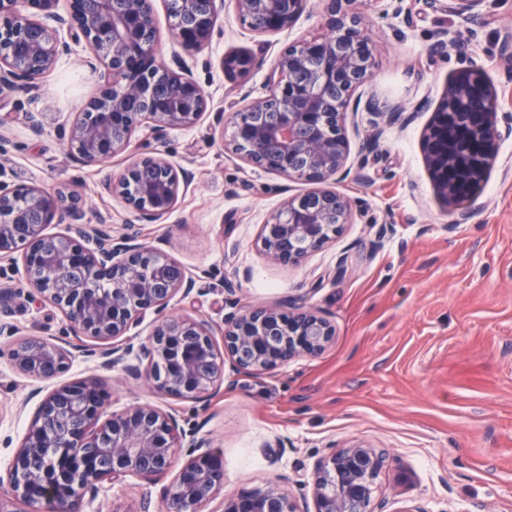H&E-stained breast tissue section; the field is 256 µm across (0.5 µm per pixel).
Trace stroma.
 <instances>
[{"label":"stroma","mask_w":512,"mask_h":512,"mask_svg":"<svg viewBox=\"0 0 512 512\" xmlns=\"http://www.w3.org/2000/svg\"><path fill=\"white\" fill-rule=\"evenodd\" d=\"M209 44L183 54L210 97V111L191 128L136 131L126 153L99 165L72 157L59 135L97 89L74 43L39 91L0 99V179L63 188L83 205L91 226L138 232L166 259L197 279L188 297L138 315L129 335L147 342L160 320L188 316L221 333L225 315L256 304H303L325 317L335 336L315 357H298L257 374L224 365V384L208 401L169 396L127 366H103L99 342L70 332L63 314L26 288L0 303V472H6L42 398L54 387L88 378L109 392V411L150 404L177 414L180 428L199 432L224 455V488L202 512H224L226 499L276 480L300 512H315L319 461L331 449L362 441L383 450L377 480L386 512H512V136L497 146L487 176L460 204L439 196L425 160L424 129L449 75L483 70L502 112L512 114V80L501 54L512 30V0H486L481 20L464 28L426 0H364L363 27L377 48L362 99L411 113L409 122L378 123L351 114L349 177L338 189L353 217L322 248L296 263L264 254L263 224L284 198L307 183L259 169L225 151L216 113L264 95L267 76L288 45L323 31L319 0L295 25L268 35L254 31L236 0H216ZM446 54H433L439 37ZM255 57L248 75H225L234 51ZM41 113L42 131L28 116ZM155 153L193 177L174 211L133 221L108 190L131 158ZM469 217L457 223L459 211ZM40 336L68 344V369L52 380L18 372L8 352ZM166 479L128 475L104 482L82 512H166Z\"/></svg>","instance_id":"obj_1"}]
</instances>
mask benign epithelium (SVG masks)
<instances>
[{
	"mask_svg": "<svg viewBox=\"0 0 512 512\" xmlns=\"http://www.w3.org/2000/svg\"><path fill=\"white\" fill-rule=\"evenodd\" d=\"M254 30L276 34L293 26L309 0H236ZM485 0H427L465 23L483 14ZM0 0V95L18 86L38 87L70 44L39 16L54 17L74 41H84L101 57L106 72L101 94L90 100L60 131L69 153L85 164H100L125 151L144 121L155 131L192 127L209 110L201 85L183 60L174 66L157 60L154 0ZM173 34L187 51L207 45L215 28V0H175ZM324 35L285 49L266 79V94L234 111L228 141L231 152L249 164L315 184L285 199L263 225L260 242L275 262H297L320 248L326 230H340L352 217L350 198L332 185L350 173L347 109L358 110L354 91L375 66L374 48L361 26L357 0H324ZM255 65L246 52L224 58L230 75ZM365 108L383 123L401 119L373 100ZM495 88L478 69H463L449 80L443 99L426 127V163L437 191L448 202L472 194L484 177L498 143L512 134L500 127ZM189 184L186 173L159 155L137 158L112 184L138 219L169 215ZM74 225L76 237L46 232L53 222ZM85 213L62 190L0 181V259L21 253L25 286L59 309L76 335L103 345L110 366L134 348L126 333L135 317L162 309L177 294L189 295L195 280L177 263L140 243L130 233L97 231L94 247ZM334 329L304 306H255L224 318V351L203 320L167 318L148 343L136 350L149 364L164 357L161 378L147 371L167 395L202 399L224 382V358L246 372L271 371L299 356H316L332 341ZM21 373L48 380L65 371L69 351L41 337L10 350ZM108 394L95 381L59 386L39 406V424L28 429L0 486L26 506L22 512H81L86 495L99 484L134 474L161 479L174 467L183 439L174 414L138 405L107 415ZM383 452L364 443L332 450L317 469L316 512H373L375 480ZM224 487V457L207 450L184 461L165 488L168 512H195ZM224 512H299L279 484L266 481L224 502Z\"/></svg>",
	"mask_w": 512,
	"mask_h": 512,
	"instance_id": "7a95c632",
	"label": "benign epithelium"
}]
</instances>
